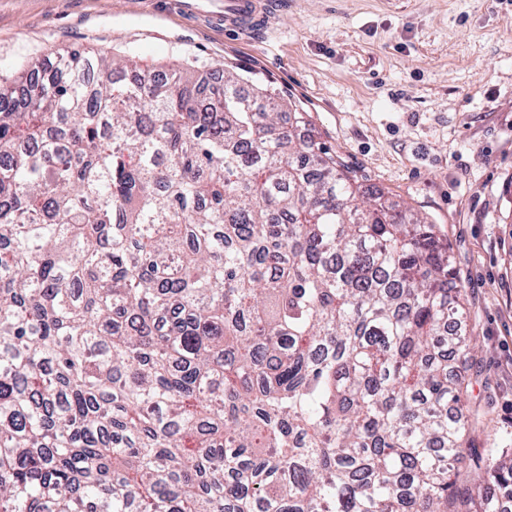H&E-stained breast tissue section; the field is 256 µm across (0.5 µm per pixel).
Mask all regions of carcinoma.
<instances>
[{"label":"carcinoma","instance_id":"obj_1","mask_svg":"<svg viewBox=\"0 0 512 512\" xmlns=\"http://www.w3.org/2000/svg\"><path fill=\"white\" fill-rule=\"evenodd\" d=\"M303 113L70 49L0 80V512H501L463 285Z\"/></svg>","mask_w":512,"mask_h":512}]
</instances>
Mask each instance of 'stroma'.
I'll list each match as a JSON object with an SVG mask.
<instances>
[{"label":"stroma","instance_id":"stroma-1","mask_svg":"<svg viewBox=\"0 0 512 512\" xmlns=\"http://www.w3.org/2000/svg\"><path fill=\"white\" fill-rule=\"evenodd\" d=\"M264 37L180 0H0V75L104 49L276 89L361 183L432 224L468 311V445L512 444V0H288Z\"/></svg>","mask_w":512,"mask_h":512}]
</instances>
